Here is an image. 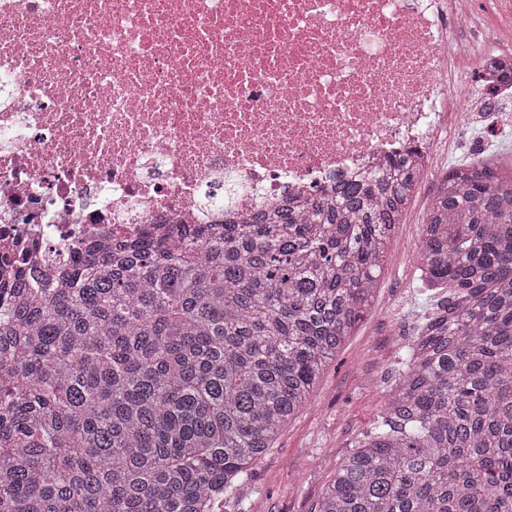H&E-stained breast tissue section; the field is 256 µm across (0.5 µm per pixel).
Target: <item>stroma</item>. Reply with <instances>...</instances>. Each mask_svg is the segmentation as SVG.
<instances>
[{"instance_id":"1","label":"stroma","mask_w":512,"mask_h":512,"mask_svg":"<svg viewBox=\"0 0 512 512\" xmlns=\"http://www.w3.org/2000/svg\"><path fill=\"white\" fill-rule=\"evenodd\" d=\"M485 97L473 77L449 90V106L473 103L475 123L440 147L439 167L470 163L480 144L512 163V101L490 114L483 108ZM436 182L433 174L420 181L396 230L369 315L347 337L309 404L287 422L240 489L247 512H314L337 466L379 415L403 345L436 304V294L421 288L415 265Z\"/></svg>"}]
</instances>
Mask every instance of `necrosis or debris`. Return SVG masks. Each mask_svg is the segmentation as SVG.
Here are the masks:
<instances>
[{"label":"necrosis or debris","instance_id":"necrosis-or-debris-1","mask_svg":"<svg viewBox=\"0 0 512 512\" xmlns=\"http://www.w3.org/2000/svg\"><path fill=\"white\" fill-rule=\"evenodd\" d=\"M465 0H0V285L87 241L215 224L410 153L450 75L512 99Z\"/></svg>","mask_w":512,"mask_h":512}]
</instances>
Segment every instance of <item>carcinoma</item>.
Segmentation results:
<instances>
[{"label":"carcinoma","mask_w":512,"mask_h":512,"mask_svg":"<svg viewBox=\"0 0 512 512\" xmlns=\"http://www.w3.org/2000/svg\"><path fill=\"white\" fill-rule=\"evenodd\" d=\"M423 172L384 170L224 235L83 246L0 294V512H245L239 489L367 316ZM445 288L315 512H512V178L437 181Z\"/></svg>","instance_id":"cac0c4a2"}]
</instances>
